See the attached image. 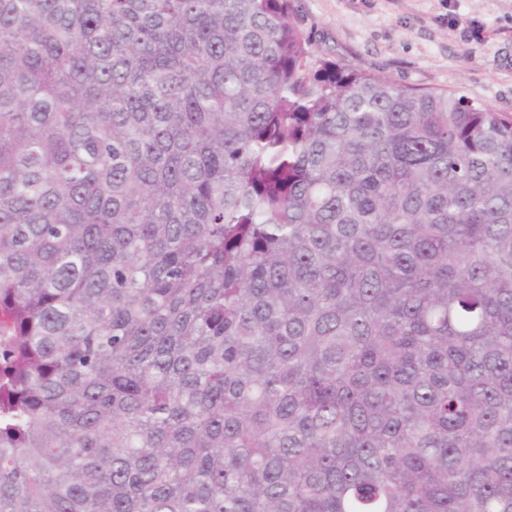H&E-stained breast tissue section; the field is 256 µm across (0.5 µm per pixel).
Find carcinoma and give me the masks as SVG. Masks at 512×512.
<instances>
[{
    "label": "carcinoma",
    "mask_w": 512,
    "mask_h": 512,
    "mask_svg": "<svg viewBox=\"0 0 512 512\" xmlns=\"http://www.w3.org/2000/svg\"><path fill=\"white\" fill-rule=\"evenodd\" d=\"M0 512H512V115L0 0Z\"/></svg>",
    "instance_id": "carcinoma-1"
}]
</instances>
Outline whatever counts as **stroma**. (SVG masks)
Instances as JSON below:
<instances>
[{
  "mask_svg": "<svg viewBox=\"0 0 512 512\" xmlns=\"http://www.w3.org/2000/svg\"><path fill=\"white\" fill-rule=\"evenodd\" d=\"M318 56L512 113V0H294Z\"/></svg>",
  "mask_w": 512,
  "mask_h": 512,
  "instance_id": "35a3bbf8",
  "label": "stroma"
}]
</instances>
